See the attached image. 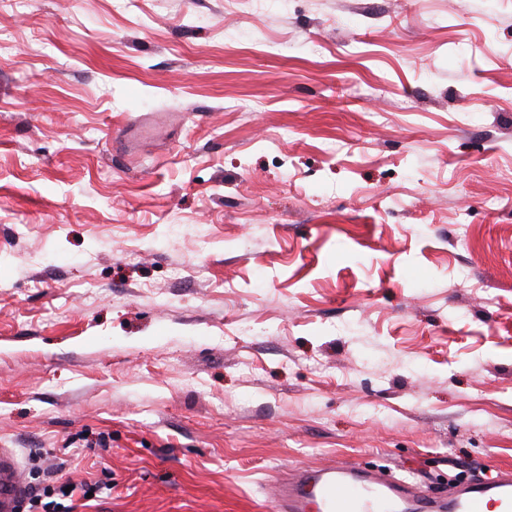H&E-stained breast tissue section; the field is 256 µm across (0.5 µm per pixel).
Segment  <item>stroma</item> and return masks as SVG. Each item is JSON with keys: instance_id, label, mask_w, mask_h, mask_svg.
<instances>
[{"instance_id": "stroma-1", "label": "stroma", "mask_w": 512, "mask_h": 512, "mask_svg": "<svg viewBox=\"0 0 512 512\" xmlns=\"http://www.w3.org/2000/svg\"><path fill=\"white\" fill-rule=\"evenodd\" d=\"M0 448L75 512L512 466V0H0ZM68 486H72L69 492H65ZM107 486L104 484L95 483H82L80 486L75 485L69 481L61 482L59 485L48 484L41 489H34L29 498L30 511L37 512H73L75 506H73V497L77 490L81 493V497L84 500H95L100 498ZM92 492L90 498H87V494ZM45 499H50L44 501ZM41 508V510H37Z\"/></svg>"}]
</instances>
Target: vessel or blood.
Returning a JSON list of instances; mask_svg holds the SVG:
<instances>
[{
	"instance_id": "obj_1",
	"label": "vessel or blood",
	"mask_w": 512,
	"mask_h": 512,
	"mask_svg": "<svg viewBox=\"0 0 512 512\" xmlns=\"http://www.w3.org/2000/svg\"><path fill=\"white\" fill-rule=\"evenodd\" d=\"M25 495L15 452L0 448V512H18ZM268 512H512V472L427 495L404 479L337 462L290 475Z\"/></svg>"
}]
</instances>
